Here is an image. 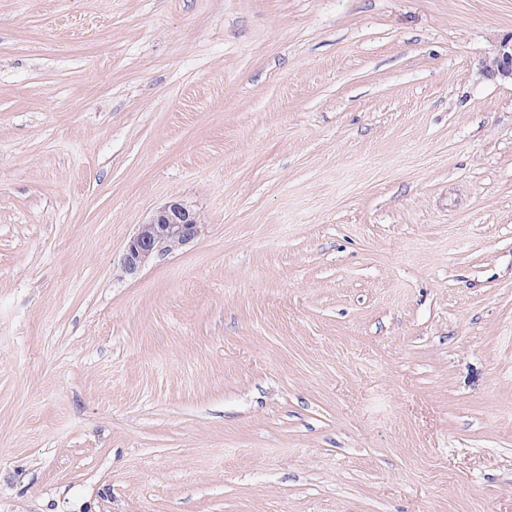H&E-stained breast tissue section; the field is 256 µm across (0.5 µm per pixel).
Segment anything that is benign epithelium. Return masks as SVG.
Returning a JSON list of instances; mask_svg holds the SVG:
<instances>
[{
	"mask_svg": "<svg viewBox=\"0 0 512 512\" xmlns=\"http://www.w3.org/2000/svg\"><path fill=\"white\" fill-rule=\"evenodd\" d=\"M487 72L512 77V36L503 40L496 56L482 63ZM204 225L185 202L172 200L146 223L138 225L120 260L122 273L134 275L158 256L170 254L201 236Z\"/></svg>",
	"mask_w": 512,
	"mask_h": 512,
	"instance_id": "benign-epithelium-1",
	"label": "benign epithelium"
}]
</instances>
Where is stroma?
<instances>
[{
	"label": "stroma",
	"mask_w": 512,
	"mask_h": 512,
	"mask_svg": "<svg viewBox=\"0 0 512 512\" xmlns=\"http://www.w3.org/2000/svg\"><path fill=\"white\" fill-rule=\"evenodd\" d=\"M512 0H0V512H512ZM204 234L137 275L138 225ZM486 72L512 77V36L503 40L496 56L488 62H482ZM204 225L185 202L172 200L138 225L120 260L122 273L135 275L158 256L170 254L201 236Z\"/></svg>",
	"instance_id": "obj_1"
}]
</instances>
